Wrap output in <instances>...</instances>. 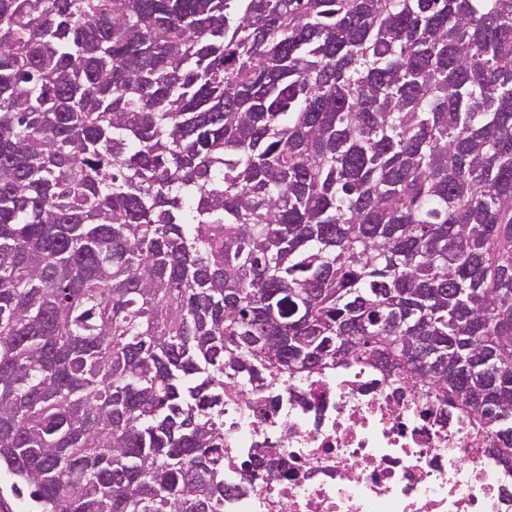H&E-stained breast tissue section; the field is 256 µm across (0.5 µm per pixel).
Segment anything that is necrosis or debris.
<instances>
[{
    "label": "necrosis or debris",
    "instance_id": "obj_1",
    "mask_svg": "<svg viewBox=\"0 0 512 512\" xmlns=\"http://www.w3.org/2000/svg\"><path fill=\"white\" fill-rule=\"evenodd\" d=\"M487 429L356 365L281 383L257 420L224 409V512H512V469ZM281 465L239 481L255 451Z\"/></svg>",
    "mask_w": 512,
    "mask_h": 512
}]
</instances>
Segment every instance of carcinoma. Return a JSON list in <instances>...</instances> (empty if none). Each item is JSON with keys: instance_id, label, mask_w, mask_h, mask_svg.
<instances>
[{"instance_id": "1", "label": "carcinoma", "mask_w": 512, "mask_h": 512, "mask_svg": "<svg viewBox=\"0 0 512 512\" xmlns=\"http://www.w3.org/2000/svg\"><path fill=\"white\" fill-rule=\"evenodd\" d=\"M356 363L512 463V0H0L30 512H224V405Z\"/></svg>"}]
</instances>
